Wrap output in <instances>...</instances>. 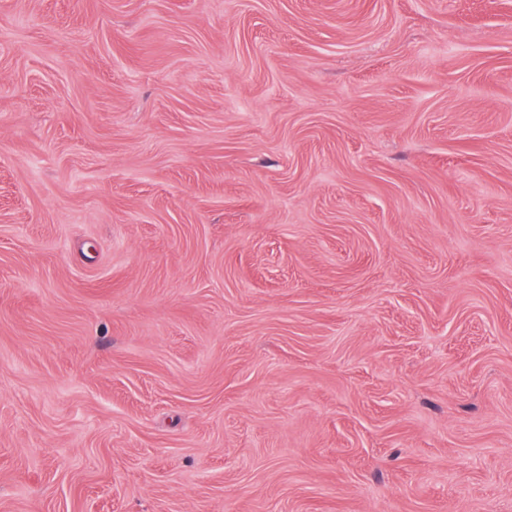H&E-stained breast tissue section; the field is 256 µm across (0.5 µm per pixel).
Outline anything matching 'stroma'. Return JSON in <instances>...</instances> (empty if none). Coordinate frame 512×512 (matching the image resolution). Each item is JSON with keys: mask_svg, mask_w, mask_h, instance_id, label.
I'll use <instances>...</instances> for the list:
<instances>
[{"mask_svg": "<svg viewBox=\"0 0 512 512\" xmlns=\"http://www.w3.org/2000/svg\"><path fill=\"white\" fill-rule=\"evenodd\" d=\"M0 512H512V0H0Z\"/></svg>", "mask_w": 512, "mask_h": 512, "instance_id": "obj_1", "label": "stroma"}]
</instances>
